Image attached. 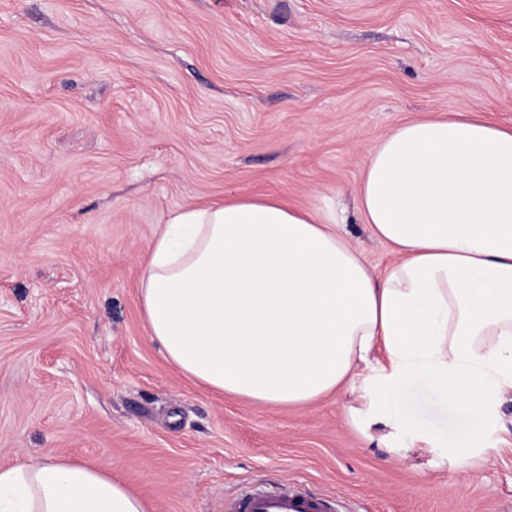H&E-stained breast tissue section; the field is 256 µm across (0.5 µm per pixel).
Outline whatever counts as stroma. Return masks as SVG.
I'll use <instances>...</instances> for the list:
<instances>
[{"label":"stroma","mask_w":512,"mask_h":512,"mask_svg":"<svg viewBox=\"0 0 512 512\" xmlns=\"http://www.w3.org/2000/svg\"><path fill=\"white\" fill-rule=\"evenodd\" d=\"M512 128V0H0V466L110 465L151 512H224L299 483L352 512H512V392L470 421L410 379L368 417L370 359L298 407L218 395L150 340L139 285L180 207L339 203L376 274L395 256L354 190L399 124Z\"/></svg>","instance_id":"35a3bbf8"}]
</instances>
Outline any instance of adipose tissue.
<instances>
[{
	"label": "adipose tissue",
	"mask_w": 512,
	"mask_h": 512,
	"mask_svg": "<svg viewBox=\"0 0 512 512\" xmlns=\"http://www.w3.org/2000/svg\"><path fill=\"white\" fill-rule=\"evenodd\" d=\"M361 220L395 260L376 275L344 218L272 197L171 212L140 288L150 339L190 381L299 406L375 350L388 390L430 379L480 420L512 388V130L457 111L402 123L368 151ZM0 512H150L106 467L65 457L0 467Z\"/></svg>",
	"instance_id": "1"
}]
</instances>
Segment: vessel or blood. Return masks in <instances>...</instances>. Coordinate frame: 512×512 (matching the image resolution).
Returning <instances> with one entry per match:
<instances>
[{
    "label": "vessel or blood",
    "instance_id": "vessel-or-blood-1",
    "mask_svg": "<svg viewBox=\"0 0 512 512\" xmlns=\"http://www.w3.org/2000/svg\"><path fill=\"white\" fill-rule=\"evenodd\" d=\"M226 512H332V500L315 497L299 485L279 490L254 488L226 501Z\"/></svg>",
    "mask_w": 512,
    "mask_h": 512
}]
</instances>
